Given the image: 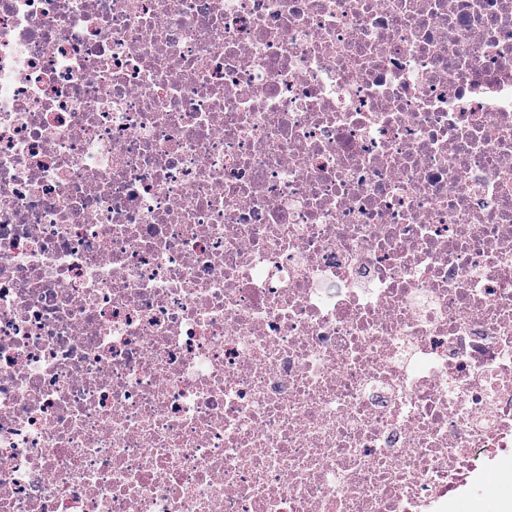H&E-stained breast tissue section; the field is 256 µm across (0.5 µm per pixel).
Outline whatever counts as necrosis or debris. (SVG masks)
Here are the masks:
<instances>
[{
	"instance_id": "1",
	"label": "necrosis or debris",
	"mask_w": 512,
	"mask_h": 512,
	"mask_svg": "<svg viewBox=\"0 0 512 512\" xmlns=\"http://www.w3.org/2000/svg\"><path fill=\"white\" fill-rule=\"evenodd\" d=\"M512 448V0H0V512H448Z\"/></svg>"
}]
</instances>
